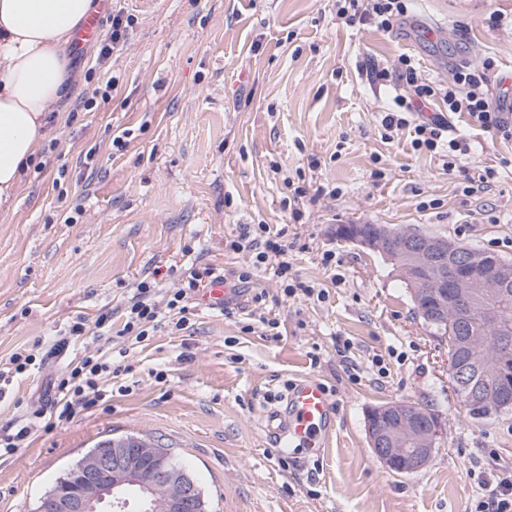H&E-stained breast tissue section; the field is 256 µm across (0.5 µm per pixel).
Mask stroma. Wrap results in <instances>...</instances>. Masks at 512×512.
<instances>
[{"mask_svg": "<svg viewBox=\"0 0 512 512\" xmlns=\"http://www.w3.org/2000/svg\"><path fill=\"white\" fill-rule=\"evenodd\" d=\"M495 10L512 14V0H418L386 32L346 25L336 0H99L102 30L112 13L128 18L124 45L103 65L97 44L73 50L74 89L49 118L16 208L0 213V367L78 316L87 334L76 347H91L97 316L148 276L176 288L193 262L239 271L250 257L227 243L242 224L285 226L293 273L327 297L284 296L270 267L225 310L192 295L189 329L129 352L130 394L0 457V512H35L67 467L127 433L182 458L210 512H473L480 473L512 463V412L471 418L448 381L447 343L392 264L331 229L416 227L512 261V140L448 115L473 148L447 171L408 130L384 138L396 91L369 78L371 62L403 54L442 84L461 58L512 72V29L491 26ZM108 72V99L93 101ZM488 169L491 189L466 193ZM295 184L307 197L294 199ZM262 316L277 318L279 339ZM249 322L255 331L243 332ZM66 361L50 356L19 380L0 399V426L19 405L49 404ZM306 378L329 391L334 429L319 453L278 455L261 413ZM396 400L441 422L431 460L407 475L382 465L366 436L367 410Z\"/></svg>", "mask_w": 512, "mask_h": 512, "instance_id": "35a3bbf8", "label": "stroma"}]
</instances>
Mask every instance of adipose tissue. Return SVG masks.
I'll return each instance as SVG.
<instances>
[{"label":"adipose tissue","instance_id":"adipose-tissue-1","mask_svg":"<svg viewBox=\"0 0 512 512\" xmlns=\"http://www.w3.org/2000/svg\"><path fill=\"white\" fill-rule=\"evenodd\" d=\"M95 10L94 0H0V210L15 206L49 113L75 80L69 45Z\"/></svg>","mask_w":512,"mask_h":512}]
</instances>
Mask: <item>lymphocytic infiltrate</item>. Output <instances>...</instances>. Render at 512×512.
<instances>
[{
  "label": "lymphocytic infiltrate",
  "mask_w": 512,
  "mask_h": 512,
  "mask_svg": "<svg viewBox=\"0 0 512 512\" xmlns=\"http://www.w3.org/2000/svg\"><path fill=\"white\" fill-rule=\"evenodd\" d=\"M410 5L411 0H336V15L349 24L388 31L407 17ZM495 68L490 58L478 64L462 60L450 65L448 82L442 85L422 78L407 56L400 57L397 64L390 67L371 66L373 81L399 91L395 109L382 119L384 130L412 128L413 148L445 154L446 167L450 170L455 168L459 156L467 154L468 144L462 134L450 128L446 113H467L481 128L512 138V122L493 103L489 93V74ZM437 101L444 104L445 113L424 117V109ZM228 246L236 252H248L252 259L250 269L238 272L239 282H248L253 271L272 264L285 296L325 300V291L315 290L292 273L286 258L288 245L283 230L268 224H246ZM223 277V272L208 264L190 267L181 287L167 293L160 302L153 298L157 281H140L119 316H112L108 311L98 315L95 326L100 348L71 360L55 377L54 397L49 406L23 411L11 426L0 429V453L11 454L24 447L35 428L51 430L107 405L113 393L128 392V385L117 386L113 380L118 373H131L132 368L128 365L121 369L115 367L111 353L104 348L105 343L116 335L134 345L148 343L161 331L168 317L174 321V330L184 329L188 323L187 301L191 291ZM475 512H512V466L490 473L484 482V492L476 501Z\"/></svg>",
  "instance_id": "f902f5d3"
}]
</instances>
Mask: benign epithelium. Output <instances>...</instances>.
Instances as JSON below:
<instances>
[{
    "instance_id": "7a95c632",
    "label": "benign epithelium",
    "mask_w": 512,
    "mask_h": 512,
    "mask_svg": "<svg viewBox=\"0 0 512 512\" xmlns=\"http://www.w3.org/2000/svg\"><path fill=\"white\" fill-rule=\"evenodd\" d=\"M352 242L381 253L398 276L418 286V296L436 301L430 320L448 317L470 324L483 320L482 333H502L504 351L492 363L472 357L471 371L455 373L470 405H512V385L501 382L512 359V338L500 327L501 309L493 300L509 293L512 263L441 236L398 231L384 226L368 238L355 225ZM440 433L438 419L409 404L392 408L368 430L374 455L387 467L401 463L409 473L427 465ZM35 512H209L198 481L167 448H120L86 453L40 498Z\"/></svg>"
}]
</instances>
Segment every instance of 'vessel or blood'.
Listing matches in <instances>:
<instances>
[{
	"mask_svg": "<svg viewBox=\"0 0 512 512\" xmlns=\"http://www.w3.org/2000/svg\"><path fill=\"white\" fill-rule=\"evenodd\" d=\"M336 415V406L324 386L314 379L296 382L282 405L267 407L263 428L276 452L286 446L319 450Z\"/></svg>",
	"mask_w": 512,
	"mask_h": 512,
	"instance_id": "b4317fda",
	"label": "vessel or blood"
}]
</instances>
